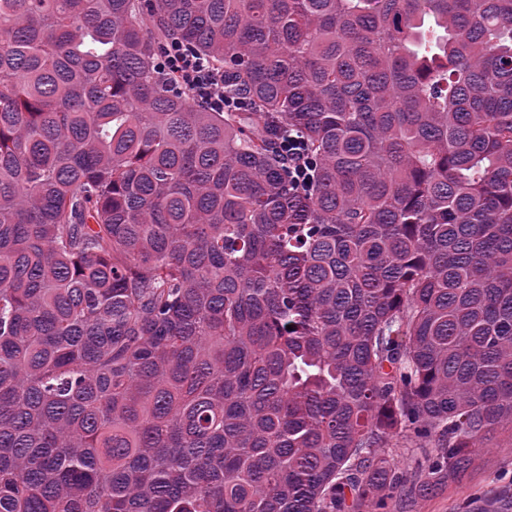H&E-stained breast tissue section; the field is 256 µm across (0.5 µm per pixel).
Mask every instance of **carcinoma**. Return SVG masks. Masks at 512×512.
<instances>
[{"instance_id": "1", "label": "carcinoma", "mask_w": 512, "mask_h": 512, "mask_svg": "<svg viewBox=\"0 0 512 512\" xmlns=\"http://www.w3.org/2000/svg\"><path fill=\"white\" fill-rule=\"evenodd\" d=\"M500 428L512 0H0V512H363ZM160 67L176 77L195 104L212 112L224 111V102L228 101L224 94V71L214 68L201 55L171 40L165 46ZM301 136H293L290 133L282 138L278 148L280 154L288 163V171L293 175V179L300 185L305 186L309 183L311 171L307 154L303 150V141Z\"/></svg>"}]
</instances>
